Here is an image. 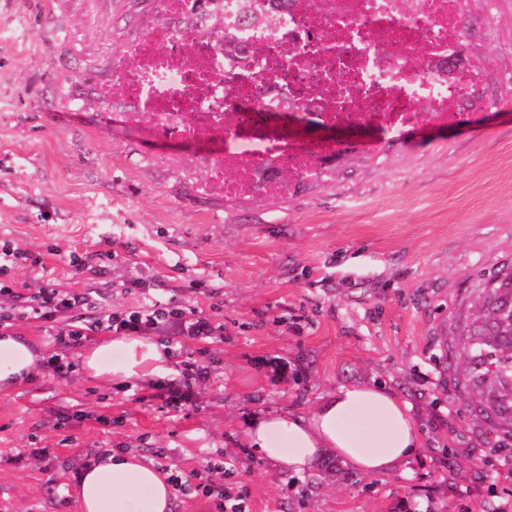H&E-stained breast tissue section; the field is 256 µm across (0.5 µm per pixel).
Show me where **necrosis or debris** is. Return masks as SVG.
Wrapping results in <instances>:
<instances>
[{
  "mask_svg": "<svg viewBox=\"0 0 512 512\" xmlns=\"http://www.w3.org/2000/svg\"><path fill=\"white\" fill-rule=\"evenodd\" d=\"M473 0H223L225 48L204 38L210 0H157L160 18L126 46L113 74L151 131L207 138L193 160L201 194L234 201L285 197L296 177H333L325 133L371 128L380 140L454 123L481 98L486 72L449 62ZM198 36L193 52L183 42ZM293 53L283 56L282 45ZM238 108L224 120L225 101ZM285 167L295 179L277 173Z\"/></svg>",
  "mask_w": 512,
  "mask_h": 512,
  "instance_id": "4bbe7bcc",
  "label": "necrosis or debris"
}]
</instances>
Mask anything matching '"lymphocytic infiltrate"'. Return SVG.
Instances as JSON below:
<instances>
[{
    "instance_id": "obj_1",
    "label": "lymphocytic infiltrate",
    "mask_w": 512,
    "mask_h": 512,
    "mask_svg": "<svg viewBox=\"0 0 512 512\" xmlns=\"http://www.w3.org/2000/svg\"><path fill=\"white\" fill-rule=\"evenodd\" d=\"M32 258L29 250L8 243L0 245V331L13 329L22 320L41 322L59 348L45 361L46 368L56 376L67 377L74 369L67 350L82 346L97 333L211 339L224 330L223 324L195 315L173 299L148 298L137 307L115 310L89 288L72 291L51 282L35 286L17 282L14 270L26 266Z\"/></svg>"
}]
</instances>
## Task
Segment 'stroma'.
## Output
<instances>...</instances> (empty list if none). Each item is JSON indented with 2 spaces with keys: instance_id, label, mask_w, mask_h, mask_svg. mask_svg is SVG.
Wrapping results in <instances>:
<instances>
[{
  "instance_id": "obj_1",
  "label": "stroma",
  "mask_w": 512,
  "mask_h": 512,
  "mask_svg": "<svg viewBox=\"0 0 512 512\" xmlns=\"http://www.w3.org/2000/svg\"><path fill=\"white\" fill-rule=\"evenodd\" d=\"M157 19L154 0H0V242L42 259L18 281L95 288L119 308L148 291L224 333L180 338L164 372L127 383L83 369L102 333L71 351V376L40 369L0 391V512H80L77 472L105 448L180 475L171 512H214L196 489L204 477L245 512H503L512 439L491 443L457 393L450 325L512 265V0L462 21L465 55L496 58L484 90L495 114L409 134L347 157L332 181L255 202L198 193L159 160L176 142L104 126L126 109L103 97L117 53ZM73 252L89 270L75 273ZM180 360L211 377L175 409L158 393ZM372 381L401 395L423 432L391 475L359 474L331 450L294 474L241 438L268 412L304 414Z\"/></svg>"
}]
</instances>
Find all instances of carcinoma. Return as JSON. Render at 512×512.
<instances>
[{"label": "carcinoma", "mask_w": 512, "mask_h": 512, "mask_svg": "<svg viewBox=\"0 0 512 512\" xmlns=\"http://www.w3.org/2000/svg\"><path fill=\"white\" fill-rule=\"evenodd\" d=\"M454 329L465 365L459 392L473 399L482 421L512 438V271L485 282Z\"/></svg>", "instance_id": "obj_1"}]
</instances>
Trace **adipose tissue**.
<instances>
[{
  "instance_id": "adipose-tissue-1",
  "label": "adipose tissue",
  "mask_w": 512,
  "mask_h": 512,
  "mask_svg": "<svg viewBox=\"0 0 512 512\" xmlns=\"http://www.w3.org/2000/svg\"><path fill=\"white\" fill-rule=\"evenodd\" d=\"M166 357L163 347L149 338L118 336L87 353L83 367L96 376L128 380L156 373ZM37 358L28 341L0 333V390L32 376ZM243 438L296 473L330 449L369 476L394 473L422 442L409 403L390 388L363 383L338 388L305 414H267L250 422ZM77 491L81 512H170L172 502L165 475L126 454L87 465Z\"/></svg>"
}]
</instances>
